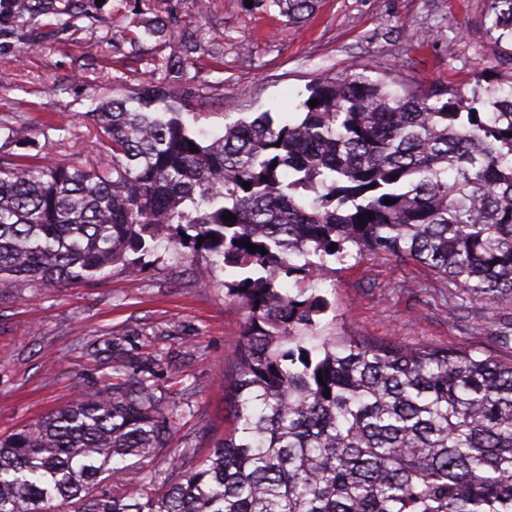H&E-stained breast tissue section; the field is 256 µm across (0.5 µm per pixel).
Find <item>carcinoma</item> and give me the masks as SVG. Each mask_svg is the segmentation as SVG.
I'll return each instance as SVG.
<instances>
[{
  "label": "carcinoma",
  "mask_w": 512,
  "mask_h": 512,
  "mask_svg": "<svg viewBox=\"0 0 512 512\" xmlns=\"http://www.w3.org/2000/svg\"><path fill=\"white\" fill-rule=\"evenodd\" d=\"M487 3L486 33L512 42V0ZM315 4L274 0L289 26ZM298 109L200 140L203 113L151 86L92 113L96 166L0 147L1 294L138 275L168 230L234 272L225 295L250 310L220 447L144 475L173 408L144 379L83 395L0 438V512H512V360L338 341L314 287L330 258L390 254L512 299V90L399 95L349 69Z\"/></svg>",
  "instance_id": "obj_1"
}]
</instances>
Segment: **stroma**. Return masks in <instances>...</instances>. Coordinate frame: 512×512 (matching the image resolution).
Masks as SVG:
<instances>
[{"mask_svg":"<svg viewBox=\"0 0 512 512\" xmlns=\"http://www.w3.org/2000/svg\"><path fill=\"white\" fill-rule=\"evenodd\" d=\"M0 0V121L13 153L44 166L95 161L92 111L162 83L214 135L224 115L297 118L309 82L359 66L399 93L475 84L512 89V64L485 32L486 0H319L289 27L269 0H53L33 17ZM206 253L162 240L141 274L120 267L66 288L0 295V437L86 393L147 380L177 414L173 455H204L232 429L236 354L249 313L225 298ZM320 292L321 325L357 341H399L512 358L496 335L512 299L489 303L393 256L347 262Z\"/></svg>","mask_w":512,"mask_h":512,"instance_id":"35a3bbf8","label":"stroma"}]
</instances>
